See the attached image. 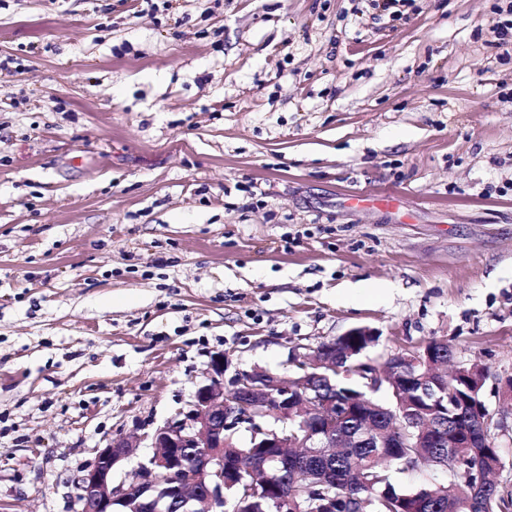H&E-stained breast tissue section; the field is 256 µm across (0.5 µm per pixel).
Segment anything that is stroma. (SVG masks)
<instances>
[{
  "instance_id": "1",
  "label": "stroma",
  "mask_w": 512,
  "mask_h": 512,
  "mask_svg": "<svg viewBox=\"0 0 512 512\" xmlns=\"http://www.w3.org/2000/svg\"><path fill=\"white\" fill-rule=\"evenodd\" d=\"M512 0H0V503L326 338L512 373ZM405 356L411 357L412 359L422 358L425 359V352L430 353L434 359L445 358L448 355H454L455 351L453 346L448 344L447 341L432 338L425 344L415 349H405Z\"/></svg>"
}]
</instances>
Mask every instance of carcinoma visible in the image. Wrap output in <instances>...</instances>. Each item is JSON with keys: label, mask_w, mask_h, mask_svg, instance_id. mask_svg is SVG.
Segmentation results:
<instances>
[{"label": "carcinoma", "mask_w": 512, "mask_h": 512, "mask_svg": "<svg viewBox=\"0 0 512 512\" xmlns=\"http://www.w3.org/2000/svg\"><path fill=\"white\" fill-rule=\"evenodd\" d=\"M343 365L360 362V348L335 338ZM455 354L447 341L432 338L408 349L413 359ZM424 369L408 373L401 394L388 387V399L376 400L357 377L342 378L331 388L309 381L310 390L330 395L336 403L364 398L367 406L337 419L336 435L354 437L346 448L320 449L317 456L292 453L288 467L279 465L280 448L241 447L224 433V512H319L318 503L336 497L337 512H498L505 500L497 483L478 482L476 471L492 473L501 457L494 427L480 434L470 409L432 406L423 396ZM422 464L448 470V482L414 491L396 488L388 468L415 469Z\"/></svg>", "instance_id": "cac0c4a2"}]
</instances>
